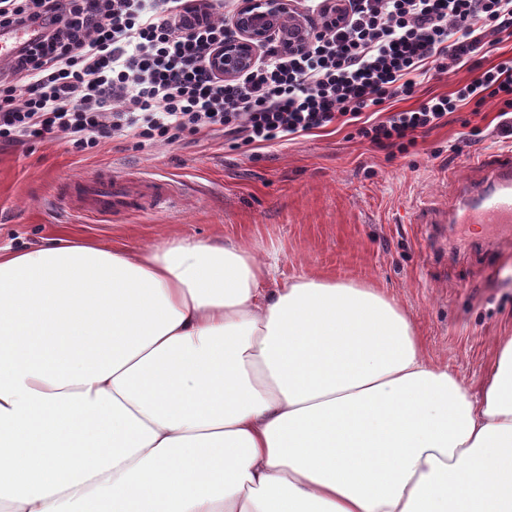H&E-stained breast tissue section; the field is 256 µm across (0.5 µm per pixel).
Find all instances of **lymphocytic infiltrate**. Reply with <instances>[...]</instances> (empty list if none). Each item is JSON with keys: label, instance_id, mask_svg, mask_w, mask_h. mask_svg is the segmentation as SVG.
<instances>
[{"label": "lymphocytic infiltrate", "instance_id": "obj_1", "mask_svg": "<svg viewBox=\"0 0 512 512\" xmlns=\"http://www.w3.org/2000/svg\"><path fill=\"white\" fill-rule=\"evenodd\" d=\"M293 2L310 20L306 44L272 42L227 81L209 68L229 33L224 0H0V28L40 32L0 65V146L62 137L86 154L112 139L139 152L185 132L264 145L341 120L406 154L418 133L489 98L512 135V56L416 108L385 109L431 71H456L511 37L512 0H348L338 23L326 0Z\"/></svg>", "mask_w": 512, "mask_h": 512}]
</instances>
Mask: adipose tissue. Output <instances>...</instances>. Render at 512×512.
Returning <instances> with one entry per match:
<instances>
[{
  "mask_svg": "<svg viewBox=\"0 0 512 512\" xmlns=\"http://www.w3.org/2000/svg\"><path fill=\"white\" fill-rule=\"evenodd\" d=\"M0 512H512V338L476 398L239 242L0 249Z\"/></svg>",
  "mask_w": 512,
  "mask_h": 512,
  "instance_id": "obj_1",
  "label": "adipose tissue"
}]
</instances>
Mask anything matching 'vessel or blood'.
I'll use <instances>...</instances> for the list:
<instances>
[{"mask_svg": "<svg viewBox=\"0 0 512 512\" xmlns=\"http://www.w3.org/2000/svg\"><path fill=\"white\" fill-rule=\"evenodd\" d=\"M30 28L0 29V63L11 59L21 43L35 41ZM468 179L459 181L452 210L423 203L415 210L419 224H485L492 230L512 226V153L473 155L467 162ZM171 197L166 183L141 178L127 182L106 173L84 185L76 202L78 210L93 220H103L142 205L157 207Z\"/></svg>", "mask_w": 512, "mask_h": 512, "instance_id": "1", "label": "vessel or blood"}]
</instances>
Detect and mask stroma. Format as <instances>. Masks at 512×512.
<instances>
[{
	"mask_svg": "<svg viewBox=\"0 0 512 512\" xmlns=\"http://www.w3.org/2000/svg\"><path fill=\"white\" fill-rule=\"evenodd\" d=\"M487 100L452 113L390 154L333 123L285 145L239 148L223 136L183 134L143 152L104 140L73 153L57 138L0 149V247L24 250L69 233L109 245L150 246L178 237L232 239L275 254L277 280L298 274L383 288L415 321L428 352L479 391L498 340L512 336V236L482 243L480 224H457L446 240L412 224L419 201L447 207L448 169L467 177L474 152L511 150ZM482 136L468 138L472 128ZM142 174L173 188L169 207L92 222L59 194L101 171Z\"/></svg>",
	"mask_w": 512,
	"mask_h": 512,
	"instance_id": "obj_1",
	"label": "stroma"
}]
</instances>
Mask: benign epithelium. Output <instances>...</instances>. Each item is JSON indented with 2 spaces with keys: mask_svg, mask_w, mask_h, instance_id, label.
Masks as SVG:
<instances>
[{
  "mask_svg": "<svg viewBox=\"0 0 512 512\" xmlns=\"http://www.w3.org/2000/svg\"><path fill=\"white\" fill-rule=\"evenodd\" d=\"M301 20L288 14V0H241L231 17L232 34L210 58L211 70L231 80L254 64L258 52L276 36L298 33Z\"/></svg>",
  "mask_w": 512,
  "mask_h": 512,
  "instance_id": "obj_1",
  "label": "benign epithelium"
}]
</instances>
